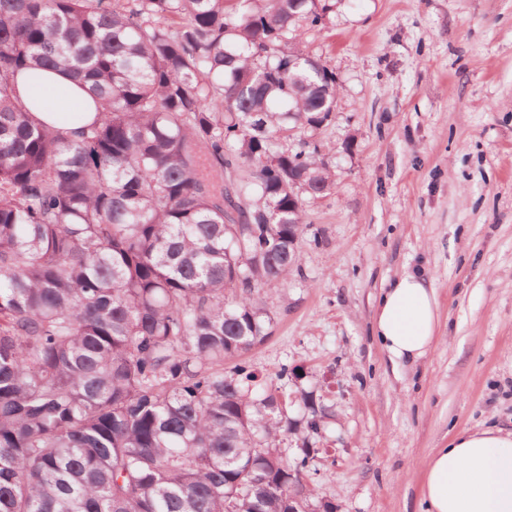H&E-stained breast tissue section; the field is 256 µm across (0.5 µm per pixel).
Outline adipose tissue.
Returning <instances> with one entry per match:
<instances>
[{"label": "adipose tissue", "mask_w": 512, "mask_h": 512, "mask_svg": "<svg viewBox=\"0 0 512 512\" xmlns=\"http://www.w3.org/2000/svg\"><path fill=\"white\" fill-rule=\"evenodd\" d=\"M16 88L38 120L63 133L81 130L96 118L92 95L63 73L24 75ZM438 319L432 284L407 273L383 291L374 333L391 360L412 363L434 346ZM420 493L425 512H512V432L459 433L427 460Z\"/></svg>", "instance_id": "obj_1"}]
</instances>
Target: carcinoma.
Listing matches in <instances>:
<instances>
[{
  "mask_svg": "<svg viewBox=\"0 0 512 512\" xmlns=\"http://www.w3.org/2000/svg\"><path fill=\"white\" fill-rule=\"evenodd\" d=\"M315 0H0V512H288L327 406L233 360L271 334L333 120ZM89 87L38 121L19 74ZM303 425L300 453L279 442ZM16 88L38 120L63 133L81 130L96 118L92 95L63 73L44 71L35 78L22 75L17 79Z\"/></svg>",
  "mask_w": 512,
  "mask_h": 512,
  "instance_id": "carcinoma-1",
  "label": "carcinoma"
}]
</instances>
